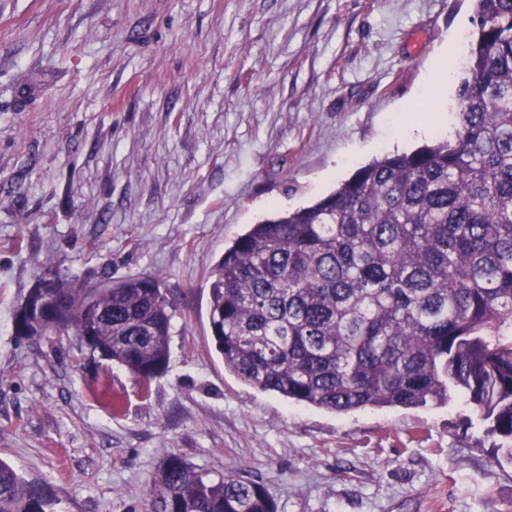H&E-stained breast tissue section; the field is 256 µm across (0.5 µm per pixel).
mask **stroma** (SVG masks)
I'll return each mask as SVG.
<instances>
[{
  "label": "stroma",
  "instance_id": "35a3bbf8",
  "mask_svg": "<svg viewBox=\"0 0 512 512\" xmlns=\"http://www.w3.org/2000/svg\"><path fill=\"white\" fill-rule=\"evenodd\" d=\"M476 31L473 0H0V459L54 512H146L171 453L245 469L278 512H512V457L463 400L292 405L225 369L208 320L249 225L436 140L405 123L454 117ZM46 264L162 274L166 373L145 388L75 336L18 340Z\"/></svg>",
  "mask_w": 512,
  "mask_h": 512
}]
</instances>
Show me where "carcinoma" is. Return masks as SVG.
<instances>
[{
	"label": "carcinoma",
	"instance_id": "obj_1",
	"mask_svg": "<svg viewBox=\"0 0 512 512\" xmlns=\"http://www.w3.org/2000/svg\"><path fill=\"white\" fill-rule=\"evenodd\" d=\"M474 2L453 131L263 218L210 271L212 340L241 382L337 414L462 397L512 441V0ZM173 311L159 274L92 288L55 268L16 335L89 330L90 358L147 385L167 369ZM0 512H53V499L0 461ZM148 512L277 510L243 470L214 478L170 454Z\"/></svg>",
	"mask_w": 512,
	"mask_h": 512
}]
</instances>
